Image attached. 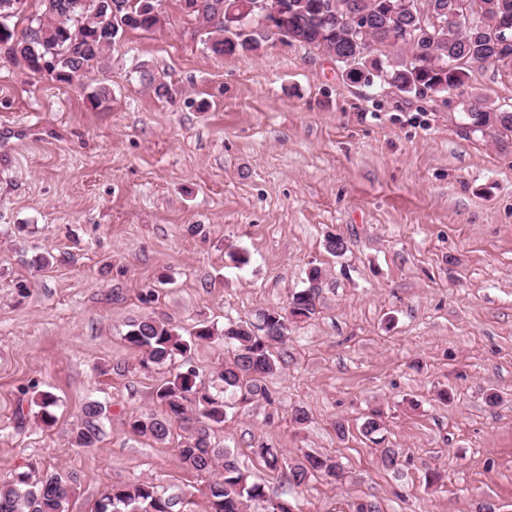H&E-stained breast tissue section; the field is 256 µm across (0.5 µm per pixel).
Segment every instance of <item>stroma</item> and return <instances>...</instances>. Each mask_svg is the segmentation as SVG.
<instances>
[{"label":"stroma","mask_w":512,"mask_h":512,"mask_svg":"<svg viewBox=\"0 0 512 512\" xmlns=\"http://www.w3.org/2000/svg\"><path fill=\"white\" fill-rule=\"evenodd\" d=\"M159 11V30L127 31L82 82L0 55V482L34 463L73 477L65 512L147 480L208 512L198 490L221 468L187 470L179 436L158 443L127 421L159 413L155 390L176 373L216 380L224 342L146 368L127 327L254 323L315 266L317 311L291 324L264 379L274 404L234 410L212 446L296 512H512V144L466 130L454 101L351 84L309 46L214 54L180 0ZM101 85L106 108L90 99ZM468 92L512 110V64L475 68ZM331 236L345 253L328 252ZM41 390L58 400L54 426L28 407L17 420ZM90 401L103 434L77 448ZM296 406L310 414L300 430ZM374 411L396 468L359 432ZM261 444L335 458L347 477L289 484Z\"/></svg>","instance_id":"1"}]
</instances>
